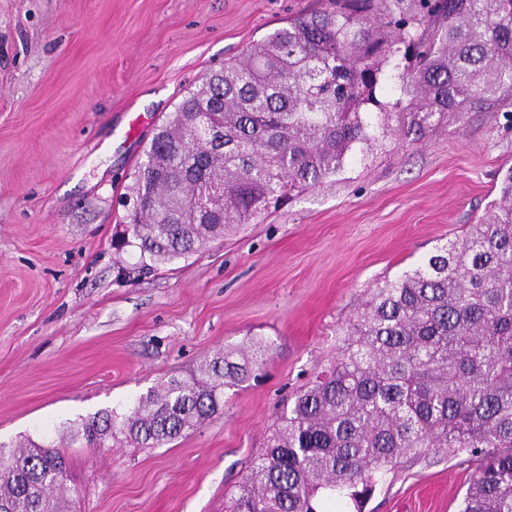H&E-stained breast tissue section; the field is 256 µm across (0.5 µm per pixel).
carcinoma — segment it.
<instances>
[{"label":"carcinoma","mask_w":512,"mask_h":512,"mask_svg":"<svg viewBox=\"0 0 512 512\" xmlns=\"http://www.w3.org/2000/svg\"><path fill=\"white\" fill-rule=\"evenodd\" d=\"M512 106V0H330L202 79L156 129L112 246L136 270L187 260L359 154L422 144ZM466 235L371 289L328 370L277 419L229 512H338L408 460L473 464L459 512H512V167ZM270 346L226 348L125 412L67 427L71 448L170 443L224 409ZM64 451L0 447V512H68Z\"/></svg>","instance_id":"carcinoma-1"}]
</instances>
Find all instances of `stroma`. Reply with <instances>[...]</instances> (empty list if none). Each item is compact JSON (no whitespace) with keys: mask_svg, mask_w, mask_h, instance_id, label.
I'll return each mask as SVG.
<instances>
[{"mask_svg":"<svg viewBox=\"0 0 512 512\" xmlns=\"http://www.w3.org/2000/svg\"><path fill=\"white\" fill-rule=\"evenodd\" d=\"M326 4L0 0V442L59 441L220 349L271 345L258 380L172 444L69 449L75 512H225L369 289L461 238L512 165V123L472 112L188 260L121 273L112 238L156 126L224 59ZM470 475L445 453L407 463L363 512H458Z\"/></svg>","mask_w":512,"mask_h":512,"instance_id":"obj_1","label":"stroma"}]
</instances>
